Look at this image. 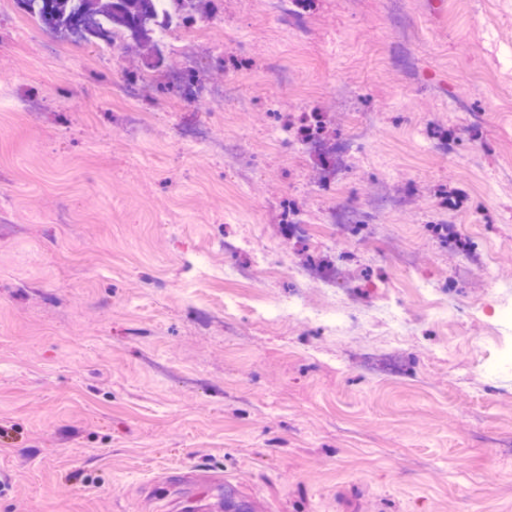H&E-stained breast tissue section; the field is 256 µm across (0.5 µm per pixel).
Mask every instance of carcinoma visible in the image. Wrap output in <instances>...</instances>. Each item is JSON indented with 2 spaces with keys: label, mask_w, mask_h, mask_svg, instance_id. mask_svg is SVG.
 Segmentation results:
<instances>
[{
  "label": "carcinoma",
  "mask_w": 512,
  "mask_h": 512,
  "mask_svg": "<svg viewBox=\"0 0 512 512\" xmlns=\"http://www.w3.org/2000/svg\"><path fill=\"white\" fill-rule=\"evenodd\" d=\"M25 13L54 29L81 28L98 38L103 31L121 26L132 32L133 44L156 58L152 37L160 23L164 0H16Z\"/></svg>",
  "instance_id": "carcinoma-1"
}]
</instances>
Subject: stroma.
Wrapping results in <instances>:
<instances>
[{"mask_svg":"<svg viewBox=\"0 0 512 512\" xmlns=\"http://www.w3.org/2000/svg\"><path fill=\"white\" fill-rule=\"evenodd\" d=\"M224 29L223 64L190 37L165 53L143 132L111 89L144 71L138 49L46 54L50 30L0 0V512H156L152 486L188 465L259 512H512V399L482 397L484 321L447 327L404 295L414 333L388 349L404 375L371 379L360 353L382 330L344 342L243 312L228 336L223 282L185 268L203 253L222 271L224 238H252L315 266L313 304L331 270L365 303V277L402 288L377 260L334 270L331 239L282 243L285 204L325 223L337 201L312 189L339 175L363 202L400 201L380 231L414 276L458 263L434 222L479 239L463 301L512 282V0H314L302 49L257 0H224ZM188 70L237 76V104L185 102L171 77ZM457 97L486 121L470 127ZM309 106L329 136L375 114L346 168L274 142ZM196 123L209 143L181 139ZM423 128L463 133L461 156L425 152ZM228 134L243 149L227 158ZM444 188L468 204L439 209Z\"/></svg>","mask_w":512,"mask_h":512,"instance_id":"1","label":"stroma"}]
</instances>
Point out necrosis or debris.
I'll return each instance as SVG.
<instances>
[{"mask_svg":"<svg viewBox=\"0 0 512 512\" xmlns=\"http://www.w3.org/2000/svg\"><path fill=\"white\" fill-rule=\"evenodd\" d=\"M377 212L366 206L355 195H348L339 202L328 215V222L319 226L308 223L303 213L289 211L287 239L314 237L324 232L331 236H343L352 239L358 246L357 252H337L335 261L343 265L355 256L378 258L401 273L413 270L412 253L395 248L391 236L375 237L371 231L376 227ZM250 251L251 262L242 266L235 257L241 251ZM224 252L227 260L224 264V327L233 330L236 311L241 300L250 296L257 276H266L276 280L278 265L272 250L263 246H249L245 239L225 241ZM458 271H449L442 278L420 277L413 281L414 293L430 300L436 319L450 324L462 318H475L486 321L490 340L484 343V372L488 381V394L496 398L512 395V385L504 384L498 377L499 371L512 364V282L499 283L492 303L465 305L454 297L458 288ZM291 290L287 302L271 305L262 304L254 308V316L261 321L285 318L303 324H315L326 334L345 340L354 333L381 328L390 339L411 335L413 323L407 317L404 305L397 291L387 290L380 293L377 301L366 305H357L348 289L338 287L335 278L326 277L322 287L334 303L325 308L311 306L305 298L307 270L295 266L289 270Z\"/></svg>","mask_w":512,"mask_h":512,"instance_id":"1","label":"necrosis or debris"}]
</instances>
